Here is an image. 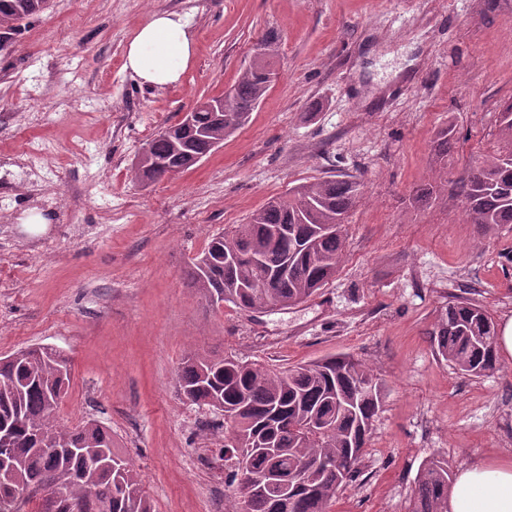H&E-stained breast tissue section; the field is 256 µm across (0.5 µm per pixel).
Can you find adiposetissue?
Instances as JSON below:
<instances>
[{
	"label": "adipose tissue",
	"mask_w": 512,
	"mask_h": 512,
	"mask_svg": "<svg viewBox=\"0 0 512 512\" xmlns=\"http://www.w3.org/2000/svg\"><path fill=\"white\" fill-rule=\"evenodd\" d=\"M195 50L187 20L159 12L128 42L124 68L143 85H172L191 66ZM448 512H512V459L476 462L461 470L448 493Z\"/></svg>",
	"instance_id": "adipose-tissue-1"
}]
</instances>
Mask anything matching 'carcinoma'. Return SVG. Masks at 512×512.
<instances>
[{"instance_id": "1", "label": "carcinoma", "mask_w": 512, "mask_h": 512, "mask_svg": "<svg viewBox=\"0 0 512 512\" xmlns=\"http://www.w3.org/2000/svg\"><path fill=\"white\" fill-rule=\"evenodd\" d=\"M46 6L47 0H0V28L14 31ZM259 44L262 50L252 53L224 94V121L200 108L194 129L178 121L164 127L144 143L148 161L135 177L154 183L183 173L248 121L270 87L278 54L275 34ZM497 122L501 147L464 178L465 211L487 235L512 224V102L502 106ZM437 190L435 181H424L412 205L428 204ZM359 191L356 180L343 176L270 198L247 223L211 236L192 261L190 286L212 306L231 303L248 312L308 300L343 262L344 223ZM430 336L437 353L464 376L499 370L496 322L475 302L448 301ZM70 380L69 359L52 348L0 358V503L16 488L49 487L64 499L35 500L34 512H153L139 473L114 451L109 428L95 421L72 428L56 418ZM177 384L186 401L224 413V453L233 459L227 480L234 486L225 512H331L339 489L361 472L383 405L381 379L345 353L287 369L190 354ZM251 473L286 476L301 488L282 503L270 485L249 484ZM451 480L448 459L425 458L408 512H448Z\"/></svg>"}]
</instances>
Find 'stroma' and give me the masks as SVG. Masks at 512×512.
I'll list each match as a JSON object with an SVG mask.
<instances>
[{
    "label": "stroma",
    "mask_w": 512,
    "mask_h": 512,
    "mask_svg": "<svg viewBox=\"0 0 512 512\" xmlns=\"http://www.w3.org/2000/svg\"><path fill=\"white\" fill-rule=\"evenodd\" d=\"M185 16L196 56L156 89L124 68L152 14ZM278 75L248 122L192 169L144 185L142 144L224 93L267 31ZM512 100V0H50L0 39V357L32 346L72 361L56 415L110 428L155 512H224L218 413L176 386L184 357L293 366L351 353L384 384L362 472L332 512H408L422 461L454 470L512 457V360L470 379L428 333L450 296L512 315V224L484 238L461 182L499 146ZM450 130L447 160L434 142ZM39 144L42 189L23 168ZM333 175L363 197L336 277L265 313L210 306L189 285L209 238L267 200ZM443 192L410 203L428 177ZM42 214L44 223H29Z\"/></svg>",
    "instance_id": "stroma-1"
}]
</instances>
